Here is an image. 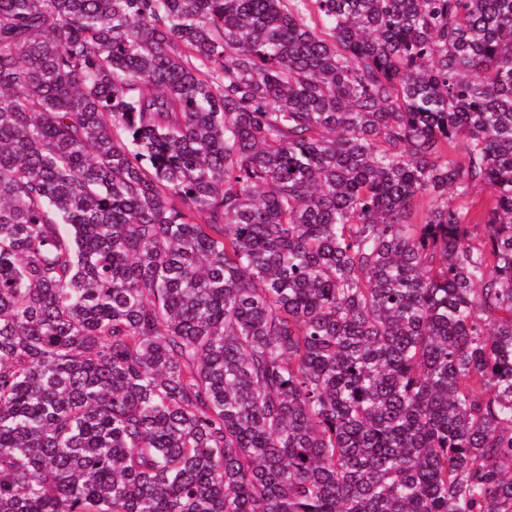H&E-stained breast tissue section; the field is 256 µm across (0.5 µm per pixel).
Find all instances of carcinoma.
Here are the masks:
<instances>
[{"instance_id": "1", "label": "carcinoma", "mask_w": 512, "mask_h": 512, "mask_svg": "<svg viewBox=\"0 0 512 512\" xmlns=\"http://www.w3.org/2000/svg\"><path fill=\"white\" fill-rule=\"evenodd\" d=\"M0 512H512V0H0Z\"/></svg>"}]
</instances>
